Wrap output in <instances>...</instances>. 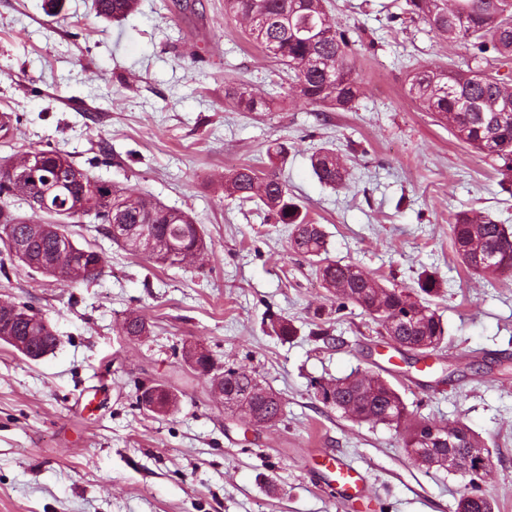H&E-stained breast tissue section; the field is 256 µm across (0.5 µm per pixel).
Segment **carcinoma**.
Returning <instances> with one entry per match:
<instances>
[{
    "mask_svg": "<svg viewBox=\"0 0 512 512\" xmlns=\"http://www.w3.org/2000/svg\"><path fill=\"white\" fill-rule=\"evenodd\" d=\"M138 5L139 0H92L95 13L113 21L126 19ZM224 11L248 22L252 40L282 66L292 80L291 90L304 103L326 112L349 111L364 96V84L348 62V30L332 21L328 0H224ZM402 11L471 50L462 65L415 70L408 79L409 97L448 124L457 138L482 153L498 170L511 173L512 84L482 64L490 54L499 61H512V0H404ZM224 93L242 112L270 110L271 99L243 86L228 84ZM32 155L45 158L36 178L39 186L49 189V206L34 208L29 202L32 186L13 180L9 169L0 165V242L5 252L0 269L5 261L15 259L67 284L95 278L91 266L104 258V253L95 244L77 243L71 231L87 217L102 223L108 236L112 225H127L132 234L114 237L112 242L133 254L141 253L136 238L148 232L162 244V250L146 257L163 265H179L206 253L202 228L188 213L103 181L58 151H30L11 166L26 167ZM310 164L324 186H346L349 171L334 149L319 148L311 155ZM77 173L85 183L76 181ZM224 184L229 196L242 203L256 202L276 223L288 225L291 250L314 263L323 288L341 303L364 309L389 341L423 356L441 349L445 329L436 311L412 297L408 288H390L353 264L330 259L322 225L308 217L276 172L262 173L241 165L225 176ZM448 230L458 257L469 270L478 275L512 274V234L505 225L488 215L463 211L455 215ZM479 253L495 260V268L480 266ZM5 319L12 325L9 335H0V342L30 360L43 358L59 343L49 324L25 304H1L0 321ZM149 331L148 318L139 312L128 314L120 324V334L129 339ZM422 340L433 343L430 350L417 347ZM192 372L210 384L218 369L212 357H199ZM224 389L245 401L259 425L274 426L281 421V398L253 374L227 368ZM318 395L324 404L335 406L357 423L391 426L406 418L399 393L375 372L363 371L321 385ZM428 425L438 427L440 423L428 418L409 423L402 447H425L420 428ZM448 435L455 439L454 455L473 460L481 452L484 461L482 472L464 471L470 480L457 512H494L492 495L476 483L494 465L487 442L461 421L448 428Z\"/></svg>",
    "mask_w": 512,
    "mask_h": 512,
    "instance_id": "1",
    "label": "carcinoma"
}]
</instances>
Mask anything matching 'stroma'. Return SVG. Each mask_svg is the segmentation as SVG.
Returning <instances> with one entry per match:
<instances>
[{
    "label": "stroma",
    "mask_w": 512,
    "mask_h": 512,
    "mask_svg": "<svg viewBox=\"0 0 512 512\" xmlns=\"http://www.w3.org/2000/svg\"><path fill=\"white\" fill-rule=\"evenodd\" d=\"M331 12L354 31L349 62L366 93L353 111L322 116L286 87L269 111L234 110L225 85L260 94L278 68L225 16L224 0H141L118 23L91 0H0V113L15 118L0 160L68 154L188 212L208 245L204 259L162 266L86 222L74 238L104 252L96 280L67 286L20 263L0 275V301L28 305L59 338L37 361L0 343V512H456L467 477L418 468L402 429L356 424L317 396V384L355 371L382 373L409 416L480 434L494 461L481 485L495 512H512V277L474 275L448 234L469 210L512 231V195L407 95L412 69L469 51L397 0H332ZM276 142L288 149L281 163L267 154ZM323 145L345 159L347 189L313 175L310 155ZM245 164L280 172L323 224L331 259L389 286L435 277L430 301L448 336L429 365L386 358L379 326L322 288L291 251L287 225L225 198V174ZM131 312L148 317L149 336L120 335ZM278 319L293 336H277ZM190 343L279 394L281 422L247 432L185 366ZM142 384L177 394V409L143 410ZM327 454L365 474L368 508L321 480Z\"/></svg>",
    "instance_id": "1"
}]
</instances>
